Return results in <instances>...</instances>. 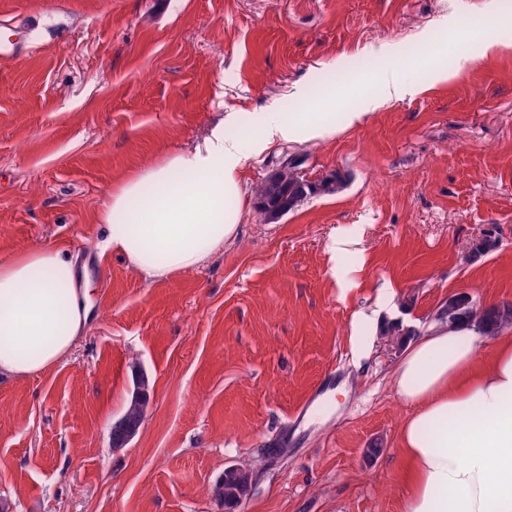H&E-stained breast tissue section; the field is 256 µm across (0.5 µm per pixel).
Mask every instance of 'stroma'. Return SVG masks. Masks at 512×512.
I'll use <instances>...</instances> for the list:
<instances>
[{"mask_svg":"<svg viewBox=\"0 0 512 512\" xmlns=\"http://www.w3.org/2000/svg\"><path fill=\"white\" fill-rule=\"evenodd\" d=\"M11 19L30 47L0 61V256L78 255L95 315L65 360L0 382V512H225L213 488L242 466L234 512H403L407 330L456 295L512 305V0H0ZM383 45L418 91L370 111ZM325 90L360 120L248 157L240 235L201 267L149 282L100 250L127 175ZM287 154L344 188L269 223L255 188ZM139 372L150 402L116 448Z\"/></svg>","mask_w":512,"mask_h":512,"instance_id":"1","label":"stroma"}]
</instances>
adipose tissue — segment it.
<instances>
[{
	"instance_id": "obj_1",
	"label": "adipose tissue",
	"mask_w": 512,
	"mask_h": 512,
	"mask_svg": "<svg viewBox=\"0 0 512 512\" xmlns=\"http://www.w3.org/2000/svg\"><path fill=\"white\" fill-rule=\"evenodd\" d=\"M359 113L259 112L247 131L216 124L192 150L113 187L99 221L104 246L146 281L199 266L235 241L243 164L269 144L307 142ZM91 315L89 283L68 253L46 247L0 260V376L22 380L64 360ZM474 320L413 337L394 374L416 407L401 432L405 512H512V332L489 358Z\"/></svg>"
}]
</instances>
